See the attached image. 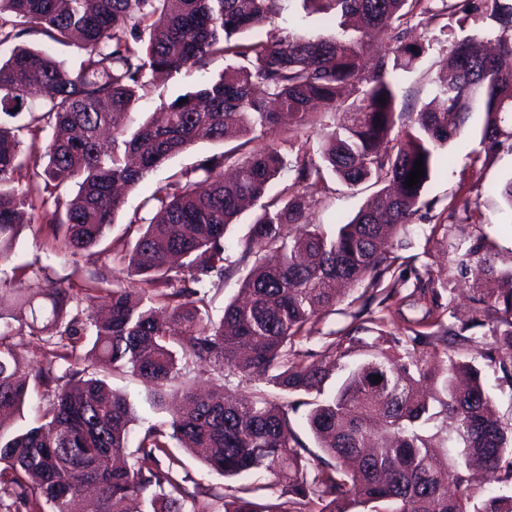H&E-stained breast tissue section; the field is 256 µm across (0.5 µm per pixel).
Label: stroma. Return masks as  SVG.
<instances>
[{"label":"stroma","mask_w":512,"mask_h":512,"mask_svg":"<svg viewBox=\"0 0 512 512\" xmlns=\"http://www.w3.org/2000/svg\"><path fill=\"white\" fill-rule=\"evenodd\" d=\"M431 7L437 10V17L430 24L417 25L416 33L421 38L432 40L433 48L410 73L403 75L400 83L401 96L419 106L434 98L439 63L450 53L454 40L463 36L455 16L441 12L439 0H433ZM225 65L223 56L216 55L199 67L173 73L165 86L152 90L130 111L126 121L128 128L136 129L148 115L159 111L164 103L201 81L217 78ZM482 123V114H472L466 133L449 142L448 162L435 173L425 192L426 198L437 199L439 208L455 209L454 218L441 228L431 212L419 211L406 231L392 239L391 245L394 255L400 258L403 273L415 270L424 278L444 285L442 301L448 306L444 320L458 327H467L472 338L467 356L481 372L493 397L496 416L504 424L512 425V378L504 377L487 358L496 344L488 327L475 321L473 297L478 286L476 269L471 265L463 267L459 264L462 248L471 239L482 235L490 245L488 256L491 262L500 269L512 267V216L502 212L499 194L502 183L512 178V154H500L484 169L473 167L472 158L481 149L476 131ZM222 150V144L206 139L197 141L193 147L157 168L137 187L128 190L124 205L109 233L110 238L122 237L130 220L146 217L147 211L142 207L144 199L157 186L165 184L171 174L193 169ZM372 194L369 188L352 190L340 182L329 181L328 191L319 195L311 220L326 232H334L337 222L351 219ZM468 201L478 204L482 214L480 223H473L464 212L463 205ZM16 258L20 261L37 258L54 264L62 275L68 274L75 266L86 273L102 269L101 262L89 252L79 255L73 265L55 259L46 233L31 230L20 237ZM180 378L194 389H221L236 396H253L264 388L263 383L247 380L229 370L221 372L211 369L198 373L184 369L180 372ZM108 381L114 389L127 395L137 408L139 428L132 431L131 442H138L141 428L166 420V413L155 410L148 402V389L141 379L128 373H115L109 376Z\"/></svg>","instance_id":"stroma-1"}]
</instances>
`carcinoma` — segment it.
Instances as JSON below:
<instances>
[{"label": "carcinoma", "instance_id": "1", "mask_svg": "<svg viewBox=\"0 0 512 512\" xmlns=\"http://www.w3.org/2000/svg\"><path fill=\"white\" fill-rule=\"evenodd\" d=\"M301 3L308 16L334 24L323 36L302 33L293 21L266 35L249 36L272 15ZM425 0H0V115L15 118L44 96L28 122L0 120V264H12L22 284L15 312L0 313V512H82L85 492H97V512H512V494L485 493L482 476L512 484V432L492 414L481 371L448 355L439 375L422 366L416 348L446 331L438 289L419 288L431 308L404 338L384 330L407 302L385 283L397 271L389 240L412 223L425 188L445 161L442 150L471 114H484L483 145L473 165L512 153V0H465L457 23L490 21L497 54L474 33L454 42L441 61L440 110L422 107L396 128L400 76L432 49L412 38L413 18L429 14ZM394 34L393 45L371 65L367 39ZM36 32L83 50L69 71L49 48L20 46ZM229 60L216 81H204L153 113L137 130L129 111L172 73L214 55ZM340 110L318 145L316 102ZM286 126L292 150L257 144L263 132ZM228 148L190 171L172 174L145 198L154 212L129 224L136 236L102 251L112 276H64L39 260L18 262L16 240L25 228L51 236L57 258L99 246L123 205L117 187L134 188L199 138ZM45 164L30 166L28 153ZM425 176L405 185L415 161ZM290 184L271 193L273 183ZM349 187L377 188L371 201L329 235L308 221L311 193L327 177ZM258 205L236 265L248 271L242 303L209 313L211 292L224 286L231 265L225 233L242 205ZM485 238L470 241L465 256L484 265L499 284L479 293L476 310L497 344L499 368L512 372V268L487 259ZM363 292L354 298L358 319L377 305L379 329L371 343L347 327L324 334L337 359L362 345L368 357L348 368L340 386L325 392L337 363L298 360L295 345L318 332L319 314L337 303V286ZM103 302L108 316L93 314ZM31 345L28 378L18 376L17 349ZM206 371L227 367L262 381L279 394L238 400L183 390V406L145 430L139 462L115 465L125 455L136 410L127 397L91 371L101 361L150 384L149 401L165 409L177 361ZM380 376L377 382L374 376ZM47 401L38 424L14 427L29 390ZM291 396L296 401H288ZM308 407V429L320 453H311L288 416ZM451 421L457 458L435 448L427 425ZM226 478L263 469L269 486L288 499L253 500L247 485L199 501L171 443ZM195 504L186 510V503Z\"/></svg>", "mask_w": 512, "mask_h": 512}]
</instances>
